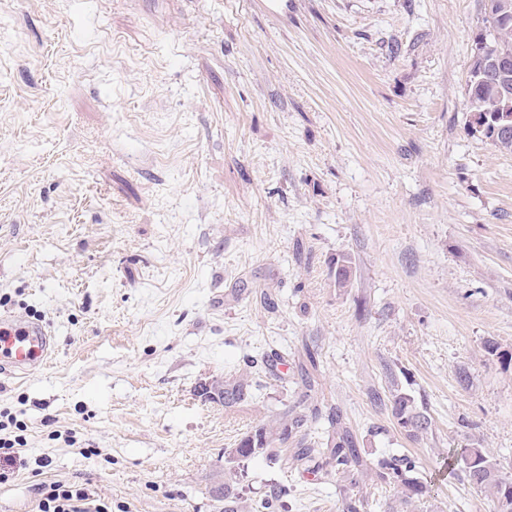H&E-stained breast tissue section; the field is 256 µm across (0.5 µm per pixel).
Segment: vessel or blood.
Returning a JSON list of instances; mask_svg holds the SVG:
<instances>
[{"mask_svg":"<svg viewBox=\"0 0 512 512\" xmlns=\"http://www.w3.org/2000/svg\"><path fill=\"white\" fill-rule=\"evenodd\" d=\"M54 350V339L41 323L0 314V374H29L46 365Z\"/></svg>","mask_w":512,"mask_h":512,"instance_id":"b4317fda","label":"vessel or blood"}]
</instances>
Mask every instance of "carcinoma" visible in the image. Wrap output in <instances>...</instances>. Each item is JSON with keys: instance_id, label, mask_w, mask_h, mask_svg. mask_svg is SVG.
I'll return each instance as SVG.
<instances>
[{"instance_id": "1", "label": "carcinoma", "mask_w": 512, "mask_h": 512, "mask_svg": "<svg viewBox=\"0 0 512 512\" xmlns=\"http://www.w3.org/2000/svg\"><path fill=\"white\" fill-rule=\"evenodd\" d=\"M483 27L473 40V53L467 80L470 128L481 134L500 152L512 154V0H482ZM335 284L349 288L355 267L351 256L340 254L332 262ZM249 375L224 380V409L232 410L250 397ZM395 426L407 437L417 439L428 433L432 421L425 399L394 386L388 398ZM324 420L327 435L320 441H307V424ZM297 438L292 460L316 472L328 465L336 472L343 512H361L364 502L351 495L352 489L370 479L380 485L401 489L405 502L420 499L426 484L419 476L415 458L392 454L368 468L362 458L358 438L344 422L337 408L312 405L305 413L283 409L277 416L261 421L247 431L237 447L228 451L230 467L216 491L224 498V512H279L286 507L288 485L274 482L264 495L245 497L248 461L261 454L278 461L273 449ZM445 467L460 474L471 487L492 493L499 512H512V477L504 475L499 464L482 448L448 451Z\"/></svg>"}]
</instances>
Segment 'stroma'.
I'll return each instance as SVG.
<instances>
[{
    "instance_id": "stroma-1",
    "label": "stroma",
    "mask_w": 512,
    "mask_h": 512,
    "mask_svg": "<svg viewBox=\"0 0 512 512\" xmlns=\"http://www.w3.org/2000/svg\"><path fill=\"white\" fill-rule=\"evenodd\" d=\"M481 6L0 0V310L56 336L50 366L0 375L27 424L0 512H37L39 457L112 512H224L225 449L297 399L310 347L367 466L431 479L412 503L365 483L363 512H497L437 472L477 447L512 475V154L469 126ZM279 349L247 404L199 397ZM395 384L428 404L419 440L372 398ZM277 481L287 512H341L335 476L249 461L250 498ZM337 288H350L353 284L355 267L351 256L340 254L332 262Z\"/></svg>"
}]
</instances>
